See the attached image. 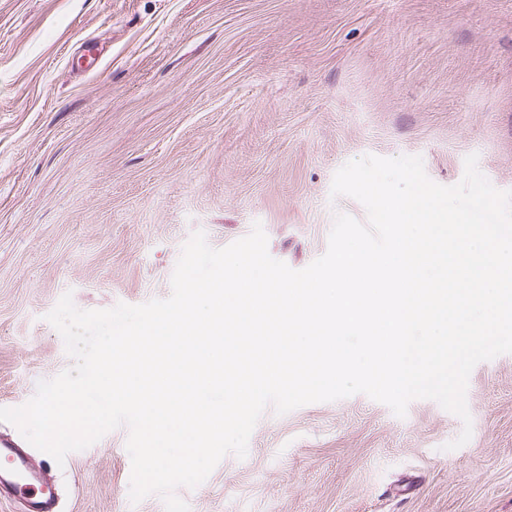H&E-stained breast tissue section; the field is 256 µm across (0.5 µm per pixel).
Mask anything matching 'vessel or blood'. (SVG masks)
Listing matches in <instances>:
<instances>
[{"label":"vessel or blood","instance_id":"b4317fda","mask_svg":"<svg viewBox=\"0 0 512 512\" xmlns=\"http://www.w3.org/2000/svg\"><path fill=\"white\" fill-rule=\"evenodd\" d=\"M8 489L24 512H57L59 495L41 467L22 449L0 443V490Z\"/></svg>","mask_w":512,"mask_h":512}]
</instances>
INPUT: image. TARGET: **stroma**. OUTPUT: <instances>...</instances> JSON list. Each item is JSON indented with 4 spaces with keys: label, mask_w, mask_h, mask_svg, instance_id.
Returning <instances> with one entry per match:
<instances>
[{
    "label": "stroma",
    "mask_w": 512,
    "mask_h": 512,
    "mask_svg": "<svg viewBox=\"0 0 512 512\" xmlns=\"http://www.w3.org/2000/svg\"><path fill=\"white\" fill-rule=\"evenodd\" d=\"M103 63L88 71L83 43ZM512 190V0H0V407L72 367L45 316L171 294L183 244L261 223L270 255L322 256L336 171L418 155L451 186L464 159ZM472 436L428 399L266 408L245 458L177 488L190 512H512V354L479 363ZM128 427L64 465L30 454L60 512L131 504Z\"/></svg>",
    "instance_id": "1"
}]
</instances>
